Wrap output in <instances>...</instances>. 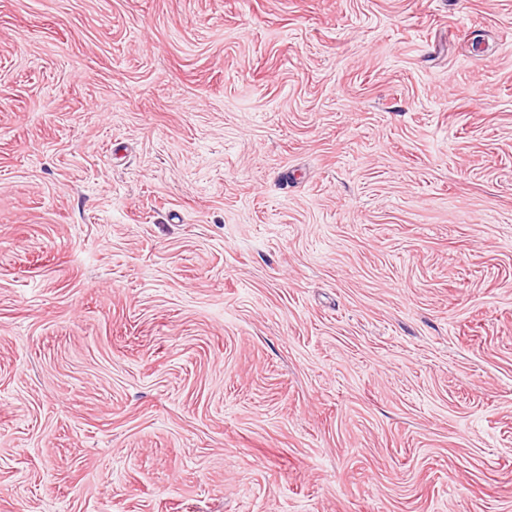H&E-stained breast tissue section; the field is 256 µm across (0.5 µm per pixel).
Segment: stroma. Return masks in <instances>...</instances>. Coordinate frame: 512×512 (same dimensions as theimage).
<instances>
[{
  "label": "stroma",
  "mask_w": 512,
  "mask_h": 512,
  "mask_svg": "<svg viewBox=\"0 0 512 512\" xmlns=\"http://www.w3.org/2000/svg\"><path fill=\"white\" fill-rule=\"evenodd\" d=\"M0 512H512V0H0Z\"/></svg>",
  "instance_id": "obj_1"
}]
</instances>
